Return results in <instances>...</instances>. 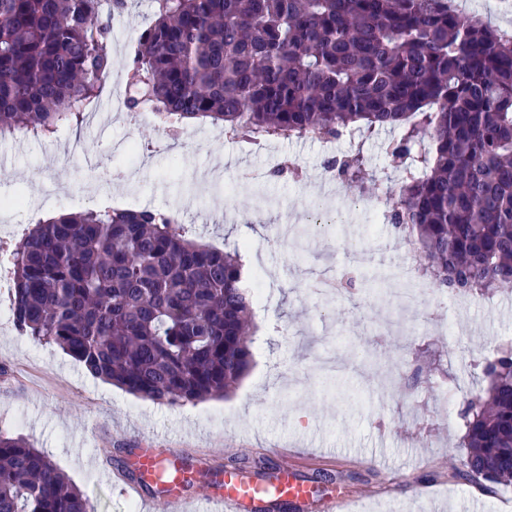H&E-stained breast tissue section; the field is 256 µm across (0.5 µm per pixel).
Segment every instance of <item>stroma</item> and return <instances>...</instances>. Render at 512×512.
<instances>
[{"instance_id":"stroma-1","label":"stroma","mask_w":512,"mask_h":512,"mask_svg":"<svg viewBox=\"0 0 512 512\" xmlns=\"http://www.w3.org/2000/svg\"><path fill=\"white\" fill-rule=\"evenodd\" d=\"M153 19L151 0H129L112 21V68L126 72L136 41ZM180 142L155 124L113 112L107 129L82 127L21 143L0 142V197L22 198L0 241L16 244L31 228V210L80 212L91 190H111L119 209L179 211L193 237L239 249L248 273L260 274L263 325L253 336V363L221 399L159 404L93 378L58 346L0 326V431L22 435L50 456L84 491L95 512H169L162 497L127 495L114 473L135 480L138 448H180L190 464L188 491L201 471L274 479L293 468L312 493L308 503L268 497L269 512H328L331 495L352 497L354 512H492L512 499V484L475 494L456 467L467 454L460 400L482 386L481 364L512 341V291L479 296L468 310L447 306L432 290L398 314L393 270L407 257L406 239L390 225L358 221L343 234L306 241L305 222L318 195L328 154L314 140L278 139L262 151L225 137L223 128L196 127ZM398 129H377L363 151L378 192L398 198V175L384 147ZM294 163L301 178L271 174ZM378 232L386 248L344 300L306 292L316 272L341 276L350 241Z\"/></svg>"}]
</instances>
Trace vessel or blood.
Returning a JSON list of instances; mask_svg holds the SVG:
<instances>
[{"instance_id": "1", "label": "vessel or blood", "mask_w": 512, "mask_h": 512, "mask_svg": "<svg viewBox=\"0 0 512 512\" xmlns=\"http://www.w3.org/2000/svg\"><path fill=\"white\" fill-rule=\"evenodd\" d=\"M181 456L182 451L178 448L138 449L135 462L139 478L127 483V491L139 496L145 485L155 484L172 512H183L184 505L191 503L192 498L185 490L184 471L178 465ZM269 493L300 500L306 497L307 487L287 471L282 472L278 482L270 488L258 482L242 481L235 473L229 472L224 476L223 486L204 493L203 498L210 504L222 507L224 512H243L246 504L259 501Z\"/></svg>"}]
</instances>
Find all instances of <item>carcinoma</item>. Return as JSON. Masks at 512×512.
Here are the masks:
<instances>
[{"label":"carcinoma","instance_id":"obj_1","mask_svg":"<svg viewBox=\"0 0 512 512\" xmlns=\"http://www.w3.org/2000/svg\"><path fill=\"white\" fill-rule=\"evenodd\" d=\"M127 0H0V138L84 120ZM125 107L171 131L211 121L243 142L401 129L390 223L440 291L512 288V33L453 0H153ZM342 163L362 188L360 151ZM17 330L161 404L222 398L249 371L253 297L238 249L152 209L60 213L13 252ZM464 400L471 482L512 483V348ZM0 512H91L21 435L0 433Z\"/></svg>","mask_w":512,"mask_h":512}]
</instances>
